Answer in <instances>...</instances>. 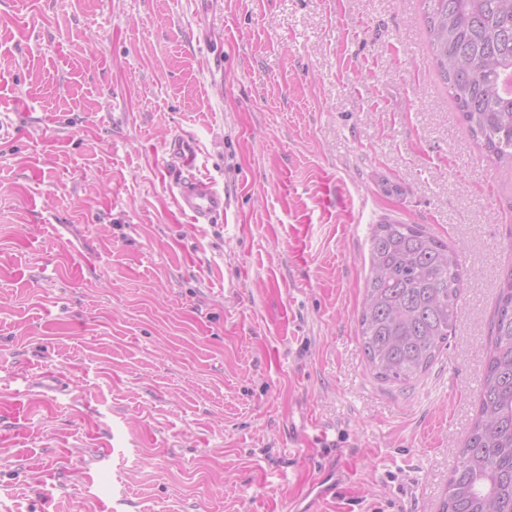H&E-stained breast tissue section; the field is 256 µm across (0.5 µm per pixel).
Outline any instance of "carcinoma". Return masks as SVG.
<instances>
[{"mask_svg":"<svg viewBox=\"0 0 512 512\" xmlns=\"http://www.w3.org/2000/svg\"><path fill=\"white\" fill-rule=\"evenodd\" d=\"M436 69L468 132L512 167V0H425ZM358 319L370 368L406 386L436 361L457 316L453 250L418 224H377ZM479 409L439 512H512V272L502 281Z\"/></svg>","mask_w":512,"mask_h":512,"instance_id":"cac0c4a2","label":"carcinoma"}]
</instances>
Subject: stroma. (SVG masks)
<instances>
[{
    "label": "stroma",
    "mask_w": 512,
    "mask_h": 512,
    "mask_svg": "<svg viewBox=\"0 0 512 512\" xmlns=\"http://www.w3.org/2000/svg\"><path fill=\"white\" fill-rule=\"evenodd\" d=\"M423 0H0V512H438L512 270V167ZM224 215L176 199L168 141ZM385 215L453 247L417 381L358 337ZM171 162L176 167H190L197 156L196 144L193 139L186 136L173 138L167 147Z\"/></svg>",
    "instance_id": "stroma-1"
}]
</instances>
